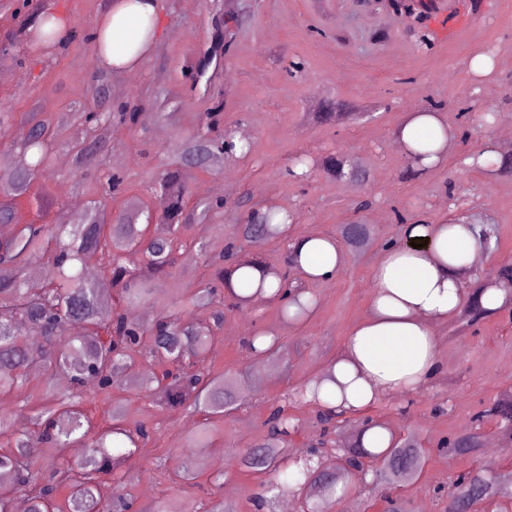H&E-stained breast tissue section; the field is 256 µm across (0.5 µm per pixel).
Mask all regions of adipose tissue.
Instances as JSON below:
<instances>
[{
  "instance_id": "1",
  "label": "adipose tissue",
  "mask_w": 512,
  "mask_h": 512,
  "mask_svg": "<svg viewBox=\"0 0 512 512\" xmlns=\"http://www.w3.org/2000/svg\"><path fill=\"white\" fill-rule=\"evenodd\" d=\"M162 24L161 0H107L91 28L106 45L99 66L136 67L155 47ZM400 237L373 267L367 317L345 337L334 382L321 388V399L337 408L366 410L427 383L440 369L431 327L460 310L481 247L464 224H405ZM289 249L307 281L346 264L339 244L325 235L295 237Z\"/></svg>"
}]
</instances>
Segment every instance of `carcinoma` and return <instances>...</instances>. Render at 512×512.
<instances>
[{
    "label": "carcinoma",
    "instance_id": "carcinoma-1",
    "mask_svg": "<svg viewBox=\"0 0 512 512\" xmlns=\"http://www.w3.org/2000/svg\"><path fill=\"white\" fill-rule=\"evenodd\" d=\"M381 6L406 19L419 33L420 44L431 47L428 14L422 0H383ZM26 12V34L37 40L52 42L53 30L44 26L50 21L43 15L37 0H24L16 12ZM109 74L96 70L84 89L86 109L72 113V122L65 124L50 112L33 109L20 118L0 110V132L11 136L9 145L14 165L0 176V224H12L13 235L0 243V395L16 396L22 402H38L33 427L27 428L7 416H0V445L9 451L0 453V471L11 474L10 483L0 486V512H14L15 497L27 492L29 512H129L133 498L128 488L131 478L120 468L121 459L146 447L155 436V428L141 423L133 429L125 426L123 412L112 405L114 373L138 367L134 386L155 406L170 411L191 408L204 413L197 430L190 436L175 476L186 479L192 475L193 450L209 448L219 432L224 416L238 409L241 387L229 375H214L205 362L214 351L218 334L224 328L226 309H239L249 297L226 291L233 274L245 266L265 271V260L244 250L258 240H277L287 235L294 223L291 212L267 211L251 207L219 256H211L205 247L187 234L190 223L221 217L224 205L213 200H199L187 207V172L209 170L219 165L227 150L236 151L228 131H221L224 102L221 93L210 95L213 106L201 113L197 129L179 146L177 165L167 168L159 177V190L167 196L168 206L160 216L153 215L140 199L128 201L112 212L110 201L125 192L124 179L107 169L97 181L99 198L90 202L79 224L18 222L17 200L27 196L43 179L42 172L67 162L74 172H81L108 150L105 131L112 124H121L137 132L147 128L154 113L137 103L118 109L108 99ZM345 111L355 123L357 112L347 111V103L334 101L328 111L315 112L316 120H327L334 110ZM505 113L487 106L479 115L473 108H459L455 126L448 131L461 144L468 142L474 120L491 128ZM68 143L67 153H59L61 141ZM478 170L490 179L512 175V158L495 152ZM433 151L422 143L411 149L404 170L405 179L421 175L418 162ZM353 160L334 154L321 160L298 154L291 166L303 165L306 171L298 181L309 180L312 173H323L347 183ZM454 222L471 224L489 253L499 247L497 224L479 214L458 213ZM153 223L166 229L150 234ZM371 229L367 224H345L337 230V240L353 252L362 251L369 243ZM98 257L101 272L108 279L111 293L97 289L83 279L76 265L84 256ZM185 265L202 263L210 269L209 277L198 282L179 279L170 290L189 295L191 308H178L172 316L153 325L134 321L130 309L158 299L157 282L171 276L177 261ZM43 267L46 288L33 292L27 287V268ZM296 264L285 256L283 274L276 292L280 315L284 322L299 323L308 313L295 317L288 313V300L308 292L301 278L293 275ZM465 301L458 312L461 326H473L493 315L481 303L483 283L471 277L464 283ZM248 352L264 361L286 351L272 330H259L244 339ZM63 371L70 387L56 392L51 387L36 392L30 388L28 376L40 372ZM315 406L314 420L319 427L313 447L330 443L329 435L345 422L347 416L336 412L328 403L305 400L299 395L292 400L268 407L263 421L264 439L255 449L245 453L241 463L247 470L265 477L268 490L278 486L294 490L307 483L319 490V497L306 501L308 512H322L326 500L336 499V487L343 485L344 494L352 487L344 474L332 471L320 457L295 460L286 448L301 427L293 409L300 404ZM107 414L104 423L96 422L97 410ZM474 429L442 440L438 447L449 457L475 456L480 453L482 428L492 422L502 447L512 448V395L491 407L477 412ZM84 448L81 460L62 463L45 469L38 465L37 448ZM341 454L348 465L359 469L367 458L375 460L372 482L385 486L390 493L384 497V512H409L408 502L393 490L415 484L424 464V451L418 437L411 433L388 452L373 453L365 448L360 437L343 446ZM69 489L65 505L57 503L56 488ZM439 498H446L444 512H477V507L495 500L502 486L491 468L477 465L451 479L446 486L434 489Z\"/></svg>",
    "mask_w": 512,
    "mask_h": 512
}]
</instances>
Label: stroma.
Segmentation results:
<instances>
[{"label":"stroma","mask_w":512,"mask_h":512,"mask_svg":"<svg viewBox=\"0 0 512 512\" xmlns=\"http://www.w3.org/2000/svg\"><path fill=\"white\" fill-rule=\"evenodd\" d=\"M238 2L241 19L233 28L232 53L213 78L223 94L225 129L235 134L248 130L251 150L229 158L221 171L193 172L192 197H205L209 186L219 184L228 206L223 220L202 230L191 227V235L208 245L226 243L237 219L257 202L294 213L291 235H334L352 218L350 200L356 190L319 172L300 184L285 170L299 153L318 157L343 152L360 159L371 174L359 191L376 198L362 215L363 223L373 225L376 241L362 257H348L333 278L310 282L319 307L305 323L283 322L275 300L227 316L210 368L244 381L246 398L240 410L225 418L221 437L207 448L212 463H196V483L179 485L167 474L176 469L199 414L161 410L131 382L113 384L112 401L123 406L127 427L146 423L157 430L154 442L123 461L124 472L135 480L132 494L139 508L169 502L177 505V512H187L200 485L220 472L224 480L219 493L225 503L236 512H258L255 499L263 493L262 480L241 465V456L257 443L267 405L324 373L345 336L365 319L371 268L383 243L399 237V228L389 217L392 205L439 223L448 217L446 185L459 183L464 208L487 215L499 227V249L484 254L477 272L512 263V177L492 181L460 164L466 150L497 137L498 129L475 127L468 145L451 146L439 165L414 181L402 179L406 157L391 135L405 113L430 98L445 102L441 118L446 124L455 123L459 106L478 110L496 103L508 110L503 124L512 127V0H489L491 8L483 19L451 39L435 40L428 50L418 47L406 20L368 7L367 0ZM163 5L164 26L154 50L137 68L112 72L110 84L118 89L113 103L136 101L149 108L165 98L174 117L153 121L138 134L115 126L112 149L100 166L124 172L132 192L153 211L158 196L152 188L164 165L176 161L180 138L197 128L200 112L210 105L185 68L224 26V0H164ZM320 27L330 33L342 31L345 41L318 36ZM376 31L386 33L384 43L371 41ZM485 49L493 52L496 67L480 77L472 72L470 61ZM20 51L24 66L0 59V70L12 73L11 80L0 85L1 108L17 113L34 108L62 116L79 107L94 67L91 43L77 39L54 49L25 39ZM335 100L370 107L374 113L356 125L343 119L322 124L309 120V113ZM98 170L92 167L77 174L67 165L55 168L49 183L63 206L39 207L26 201L24 211L53 222L60 214L82 210L96 196ZM453 327L450 320L433 327L443 364L440 379L411 393L406 411H399L395 397L383 398L369 410L397 431L414 429L422 438L425 466L417 485L406 492L413 512H443L433 487L473 465L469 456L448 459L439 454L438 440L470 431L475 412L512 389V374L504 369L512 362V309L458 336ZM259 328L274 329L289 344L291 356L279 359L276 371L252 386L248 380L257 364L242 340ZM439 404L445 411L437 415L433 409Z\"/></svg>","instance_id":"1"}]
</instances>
